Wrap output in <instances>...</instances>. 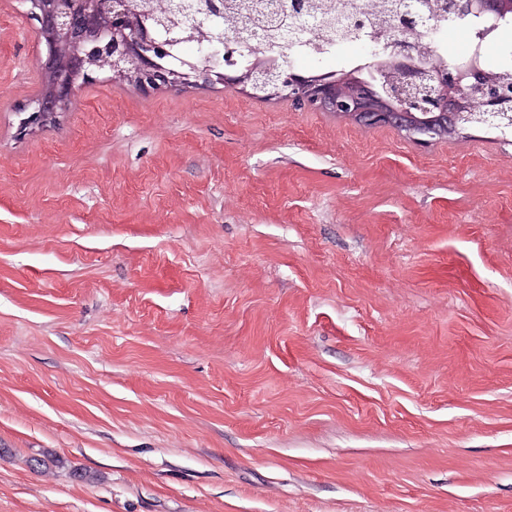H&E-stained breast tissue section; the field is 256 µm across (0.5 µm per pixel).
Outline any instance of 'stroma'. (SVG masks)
Here are the masks:
<instances>
[{
    "mask_svg": "<svg viewBox=\"0 0 512 512\" xmlns=\"http://www.w3.org/2000/svg\"><path fill=\"white\" fill-rule=\"evenodd\" d=\"M30 8L0 0V512H512V130L100 73L23 136Z\"/></svg>",
    "mask_w": 512,
    "mask_h": 512,
    "instance_id": "obj_1",
    "label": "stroma"
}]
</instances>
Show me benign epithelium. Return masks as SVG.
Masks as SVG:
<instances>
[{"label":"benign epithelium","mask_w":512,"mask_h":512,"mask_svg":"<svg viewBox=\"0 0 512 512\" xmlns=\"http://www.w3.org/2000/svg\"><path fill=\"white\" fill-rule=\"evenodd\" d=\"M128 2L111 0L109 17L104 18L92 0H32L38 10L30 12V19L46 49L37 64L42 73L53 75V83L21 108L28 113L20 122L21 133L60 117L79 88L101 71L114 78L128 76L143 92L201 80L229 89L248 86L256 98L282 95L299 106L307 102L361 125L390 126L429 138L443 137L448 123L474 116L482 122L495 118L499 126L512 128V115L502 107L512 98V86L492 81L471 61L429 68L408 47L391 68L379 59L368 77L351 74L341 82L269 66L229 75L217 63L197 74L183 69L187 62H174L170 41L153 32L148 22L133 25ZM463 11L499 18L512 11V0H468Z\"/></svg>","instance_id":"7a95c632"}]
</instances>
